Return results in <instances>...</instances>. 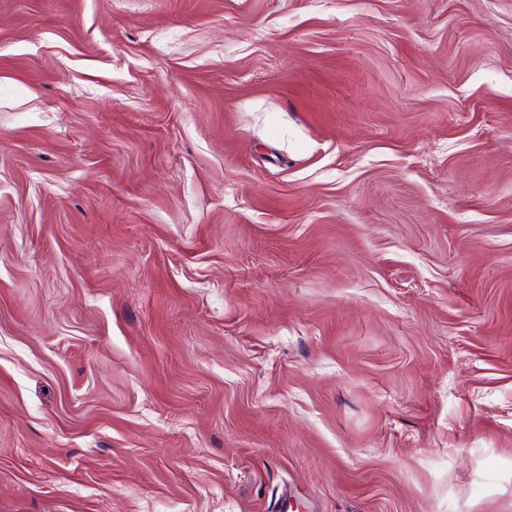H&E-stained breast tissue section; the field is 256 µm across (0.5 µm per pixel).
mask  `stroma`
Instances as JSON below:
<instances>
[{"label": "stroma", "mask_w": 512, "mask_h": 512, "mask_svg": "<svg viewBox=\"0 0 512 512\" xmlns=\"http://www.w3.org/2000/svg\"><path fill=\"white\" fill-rule=\"evenodd\" d=\"M512 512V0H0V512Z\"/></svg>", "instance_id": "35a3bbf8"}]
</instances>
